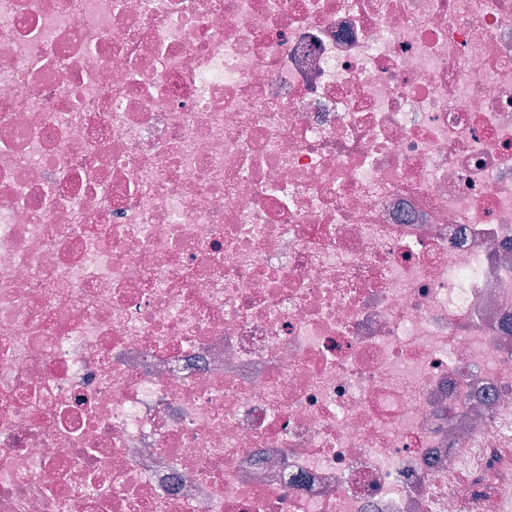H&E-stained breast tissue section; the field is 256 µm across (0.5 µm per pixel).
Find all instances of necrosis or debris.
Instances as JSON below:
<instances>
[{"label":"necrosis or debris","instance_id":"obj_1","mask_svg":"<svg viewBox=\"0 0 512 512\" xmlns=\"http://www.w3.org/2000/svg\"><path fill=\"white\" fill-rule=\"evenodd\" d=\"M512 0H0V512H497Z\"/></svg>","mask_w":512,"mask_h":512}]
</instances>
